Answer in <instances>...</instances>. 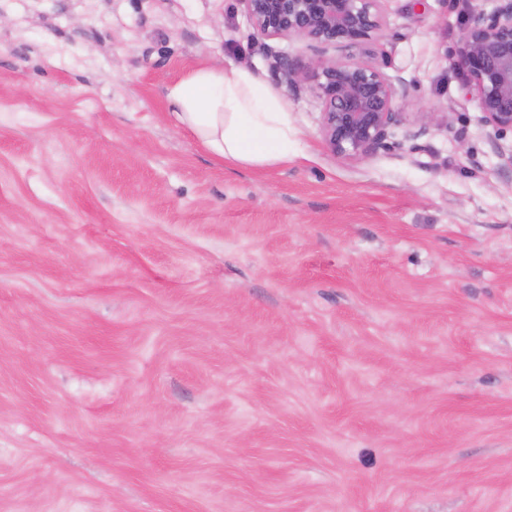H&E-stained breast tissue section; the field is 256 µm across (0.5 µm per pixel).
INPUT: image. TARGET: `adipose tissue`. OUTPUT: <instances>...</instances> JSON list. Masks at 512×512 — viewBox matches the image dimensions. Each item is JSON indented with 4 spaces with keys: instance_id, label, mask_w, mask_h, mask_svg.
<instances>
[{
    "instance_id": "1",
    "label": "adipose tissue",
    "mask_w": 512,
    "mask_h": 512,
    "mask_svg": "<svg viewBox=\"0 0 512 512\" xmlns=\"http://www.w3.org/2000/svg\"><path fill=\"white\" fill-rule=\"evenodd\" d=\"M167 100L178 125L221 160L265 167L291 155L286 111L248 70H197L169 86Z\"/></svg>"
}]
</instances>
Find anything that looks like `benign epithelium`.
I'll return each mask as SVG.
<instances>
[{
    "label": "benign epithelium",
    "mask_w": 512,
    "mask_h": 512,
    "mask_svg": "<svg viewBox=\"0 0 512 512\" xmlns=\"http://www.w3.org/2000/svg\"><path fill=\"white\" fill-rule=\"evenodd\" d=\"M258 39L297 38L315 57L304 65L272 52L273 71L288 90L308 84L322 106L321 132L333 152L368 156L387 146L401 125L399 103L408 85L389 76L373 45L383 37L382 0H238ZM455 65L484 125L494 130L492 147L512 132V0H495L490 11L468 15L455 49Z\"/></svg>",
    "instance_id": "7a95c632"
}]
</instances>
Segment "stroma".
<instances>
[{"instance_id": "stroma-1", "label": "stroma", "mask_w": 512, "mask_h": 512, "mask_svg": "<svg viewBox=\"0 0 512 512\" xmlns=\"http://www.w3.org/2000/svg\"><path fill=\"white\" fill-rule=\"evenodd\" d=\"M493 6L384 0L404 123L348 159L238 0H0V512H512V178L454 64ZM214 66L296 157L176 124ZM176 122L212 155L245 167L288 161V114L246 69L204 68L168 87Z\"/></svg>"}]
</instances>
